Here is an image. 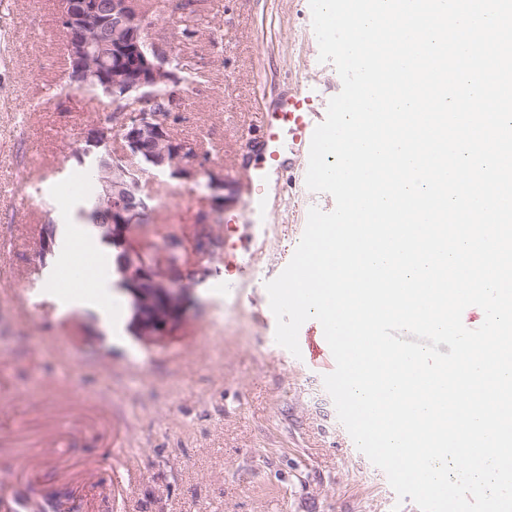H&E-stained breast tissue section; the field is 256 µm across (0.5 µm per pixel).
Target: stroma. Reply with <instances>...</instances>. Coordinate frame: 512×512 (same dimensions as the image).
I'll return each instance as SVG.
<instances>
[{
	"label": "stroma",
	"mask_w": 512,
	"mask_h": 512,
	"mask_svg": "<svg viewBox=\"0 0 512 512\" xmlns=\"http://www.w3.org/2000/svg\"><path fill=\"white\" fill-rule=\"evenodd\" d=\"M183 3L143 0L144 24L199 77L176 87L172 128L201 142L226 202L214 208L206 174H145L151 225L124 248L146 255L178 241L163 279L189 288L180 320L145 338L125 291H112L124 324L108 332L95 311L45 285L39 227L74 150L112 106L53 95L65 76L61 0H0V238L13 242L0 262V481L13 493L77 489L81 512H103L98 479L124 468L131 481H113L112 512H419L351 445L319 371L275 340L265 284L291 260L310 208L332 211L333 197L309 190L302 160H288L238 287L225 288L224 253L211 243L236 240L224 217L246 214L230 164L250 149L252 115L296 86L323 112L342 89L319 59L309 0ZM22 444L41 461L11 483Z\"/></svg>",
	"instance_id": "obj_1"
}]
</instances>
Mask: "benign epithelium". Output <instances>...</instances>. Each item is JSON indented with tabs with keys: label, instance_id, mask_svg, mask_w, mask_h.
I'll use <instances>...</instances> for the list:
<instances>
[{
	"label": "benign epithelium",
	"instance_id": "benign-epithelium-1",
	"mask_svg": "<svg viewBox=\"0 0 512 512\" xmlns=\"http://www.w3.org/2000/svg\"><path fill=\"white\" fill-rule=\"evenodd\" d=\"M59 22L67 34L68 75L78 90L95 84L112 99V131L121 140V150L135 156L144 139L155 149L143 168L160 169L183 180L197 176L190 164L196 154L182 140L172 136L168 122L176 109V99L168 88L183 81L179 70L169 65L171 50L145 35L138 0H65ZM112 28V44L94 45L89 25ZM112 50V60L99 69L91 66L95 54ZM85 156L99 166L109 163L112 139L98 129L85 137ZM148 209L143 190L117 176L112 179V224L110 235L120 240L127 235L125 225L144 220ZM123 283L132 296L137 333L160 336L174 324L182 310L187 288H174L163 281L161 263L135 257L125 264Z\"/></svg>",
	"mask_w": 512,
	"mask_h": 512
}]
</instances>
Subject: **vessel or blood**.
Instances as JSON below:
<instances>
[{"label":"vessel or blood","mask_w":512,"mask_h":512,"mask_svg":"<svg viewBox=\"0 0 512 512\" xmlns=\"http://www.w3.org/2000/svg\"><path fill=\"white\" fill-rule=\"evenodd\" d=\"M313 96L294 89L271 98L255 115L258 136L252 162L240 169L244 206L248 215L241 248H248L258 225L266 223L269 213L267 187L288 155L308 154L311 138L324 116L312 109ZM304 360L323 373H331L335 360L325 339L322 325H314L309 335L300 337Z\"/></svg>","instance_id":"vessel-or-blood-1"}]
</instances>
